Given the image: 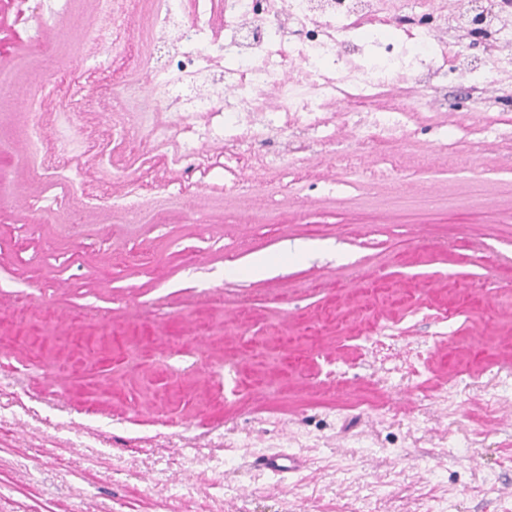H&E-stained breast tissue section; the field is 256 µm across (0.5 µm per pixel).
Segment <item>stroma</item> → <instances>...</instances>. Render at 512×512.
Wrapping results in <instances>:
<instances>
[{
    "mask_svg": "<svg viewBox=\"0 0 512 512\" xmlns=\"http://www.w3.org/2000/svg\"><path fill=\"white\" fill-rule=\"evenodd\" d=\"M114 8L109 54L95 0H59L48 139L89 194L137 189L145 222L15 207L65 185L0 152V512H512V104L489 37L454 33L471 72L408 143L343 130L286 177L211 143L157 209L139 102L114 93L145 79L154 6ZM12 20L0 113L40 79V18ZM484 112L496 134L458 131ZM264 255V277L225 276ZM280 450L307 468H254Z\"/></svg>",
    "mask_w": 512,
    "mask_h": 512,
    "instance_id": "35a3bbf8",
    "label": "stroma"
}]
</instances>
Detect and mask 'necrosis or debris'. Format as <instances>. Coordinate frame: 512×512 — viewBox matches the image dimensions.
Masks as SVG:
<instances>
[{
  "instance_id": "obj_1",
  "label": "necrosis or debris",
  "mask_w": 512,
  "mask_h": 512,
  "mask_svg": "<svg viewBox=\"0 0 512 512\" xmlns=\"http://www.w3.org/2000/svg\"><path fill=\"white\" fill-rule=\"evenodd\" d=\"M221 6L220 36L186 19L176 0H155V20L145 30L149 46L168 57L162 65L146 59L151 81L144 122L150 142L166 153L173 170L198 157L205 142L224 140L236 157L285 173L298 162L303 141H332L334 121L370 138L402 141L412 112L395 106L364 118L349 103L383 95L398 77L411 80L406 94L430 101L438 64L467 52L443 41L469 24L453 0H222ZM501 6L502 15L484 22L497 41L484 67L490 75L511 76L512 0ZM398 16L413 22L404 42L388 31ZM215 56L226 60L218 72L206 65ZM214 80L224 90L217 102L203 90ZM25 108L26 157L33 171L51 177L52 167L42 158L44 104L32 92ZM219 114L223 124H210ZM197 117L206 124L188 138Z\"/></svg>"
}]
</instances>
